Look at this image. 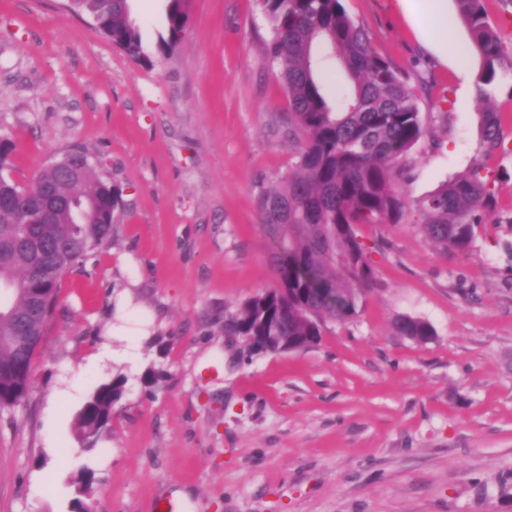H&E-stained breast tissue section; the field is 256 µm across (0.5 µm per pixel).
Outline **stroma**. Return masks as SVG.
<instances>
[{
  "label": "stroma",
  "mask_w": 512,
  "mask_h": 512,
  "mask_svg": "<svg viewBox=\"0 0 512 512\" xmlns=\"http://www.w3.org/2000/svg\"><path fill=\"white\" fill-rule=\"evenodd\" d=\"M417 96L398 224H361L374 278L357 315L302 353L248 354L224 319L275 283L257 193L296 142L264 53L260 0H190L172 53L166 0H129L149 63L65 0H0V134L9 175L85 150L121 191L114 234L64 276L25 397L0 411V512H512V78L486 151L463 79L397 0H343ZM483 161L497 209L441 254L420 202ZM401 316L435 330L396 335ZM124 378L110 427L79 440L93 391Z\"/></svg>",
  "instance_id": "1"
}]
</instances>
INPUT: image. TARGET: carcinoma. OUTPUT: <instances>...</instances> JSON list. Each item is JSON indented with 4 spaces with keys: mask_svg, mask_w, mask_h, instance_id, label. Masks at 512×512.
I'll use <instances>...</instances> for the list:
<instances>
[{
    "mask_svg": "<svg viewBox=\"0 0 512 512\" xmlns=\"http://www.w3.org/2000/svg\"><path fill=\"white\" fill-rule=\"evenodd\" d=\"M189 0H168L163 52L181 40ZM481 62L476 100L482 108L487 149L503 140L502 116L489 107V88L508 72L500 38L487 18L483 0H456ZM271 24L266 55L277 67L288 97V126L297 143V162L275 183L260 186L261 228L275 244L276 283L248 297L225 322L233 335L249 337L254 353L302 352L319 342L327 322H344L358 313L360 297L373 278L368 247L358 240L360 224H396L406 212L400 180L409 150L425 135L415 92L397 68L380 57L342 0H261ZM72 11L97 19L96 29L136 62L148 63L138 28L129 18L128 0H74ZM336 64L346 85L329 102L318 81L322 66ZM13 150L0 143V194L19 201L40 196L43 184L56 195L82 204L85 223L72 210H57L37 234L62 248L58 268L39 280L30 272L38 256L10 245L20 231L18 204L0 202V279L14 291L0 310V411L23 400L33 380L32 361L51 321L61 280L85 264L113 234L119 191L94 166L66 177L39 170L28 187L3 174ZM489 180L475 166L471 174L442 186L419 207L421 229L442 252L464 254L474 226L494 206ZM395 333L417 343L435 336L426 321L408 316L394 323ZM124 381L100 385L78 412L76 429L94 441L112 420Z\"/></svg>",
    "mask_w": 512,
    "mask_h": 512,
    "instance_id": "1",
    "label": "carcinoma"
}]
</instances>
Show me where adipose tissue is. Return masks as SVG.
Listing matches in <instances>:
<instances>
[{
	"label": "adipose tissue",
	"mask_w": 512,
	"mask_h": 512,
	"mask_svg": "<svg viewBox=\"0 0 512 512\" xmlns=\"http://www.w3.org/2000/svg\"><path fill=\"white\" fill-rule=\"evenodd\" d=\"M405 15L418 25L424 41L441 57L450 59L460 73H467L468 58L455 43L454 24L447 0H399Z\"/></svg>",
	"instance_id": "1"
}]
</instances>
